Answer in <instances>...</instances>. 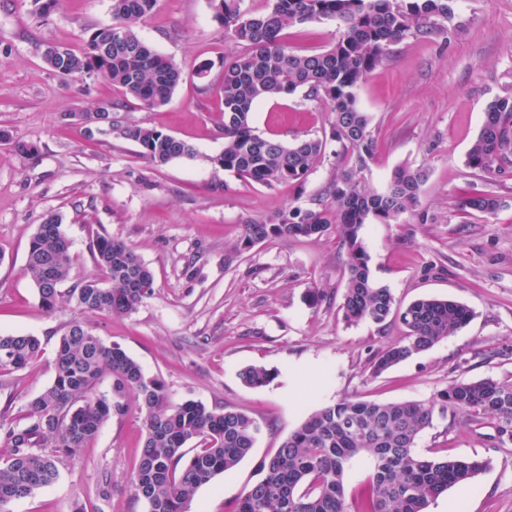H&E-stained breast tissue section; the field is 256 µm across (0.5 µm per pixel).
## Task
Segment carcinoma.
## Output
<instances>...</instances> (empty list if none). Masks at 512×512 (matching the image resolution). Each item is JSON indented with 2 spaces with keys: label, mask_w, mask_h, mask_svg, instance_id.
Segmentation results:
<instances>
[{
  "label": "carcinoma",
  "mask_w": 512,
  "mask_h": 512,
  "mask_svg": "<svg viewBox=\"0 0 512 512\" xmlns=\"http://www.w3.org/2000/svg\"><path fill=\"white\" fill-rule=\"evenodd\" d=\"M156 2L112 0V25L92 30L79 55L47 46V66L61 78L85 74L104 79L146 108L165 105L181 72L136 33L138 22ZM241 2L223 0L224 12L216 15L242 45L224 65V149L216 155L221 168L269 187L302 183L322 162L326 143L310 137L286 144L255 133L251 126L256 103L301 89L330 112V137L337 145L336 157L345 164L317 207H288L243 225L240 247L276 237L338 235L347 249L341 306L345 321L383 324L394 314L406 332L403 343L374 356V372L380 374L456 334L472 316L465 305L439 298H421L394 309L390 288L372 275L360 236L366 224H393L407 213L427 223L428 215L416 211L424 169L399 166L384 191L365 189L363 175L375 158L376 140L356 91L386 61L391 46L409 34L434 32L437 20L452 14L453 0H266L261 12L245 11ZM321 20L337 25L338 36L329 49L301 53L288 47L285 30ZM124 138L139 147L142 157L158 164L196 154L192 145L155 128L128 125ZM465 166L488 175L512 174V96L488 104ZM504 203L491 190H477L460 200L458 209L484 216ZM94 257L103 277L62 291L72 256L61 218L49 215L37 227L29 242L26 272L46 310H54L65 298L84 313L130 315L152 295L151 270L125 243L99 237ZM40 353V340L33 335H1L0 387ZM53 366L52 383L27 404L21 422L0 424V443L7 448L0 455V501L21 486L29 497L52 484L63 459L94 439L112 413L124 411L131 396L138 402L144 430L131 483L146 512H189L199 488L238 465L262 432L260 422L245 413L217 411L194 400L172 402L161 381L146 376L120 346L105 343L79 321L59 337ZM106 375L111 378L107 396L98 391ZM240 378L258 388L269 383L274 372L250 365ZM450 407L467 420L478 415L494 418L499 439L512 442L509 381H451L430 403L345 398L310 414L260 463L261 477L232 512H346V473L360 456L370 459L366 512H425L430 501L485 468L478 459H430L416 453L418 436Z\"/></svg>",
  "instance_id": "1"
}]
</instances>
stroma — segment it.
Returning <instances> with one entry per match:
<instances>
[{"mask_svg": "<svg viewBox=\"0 0 512 512\" xmlns=\"http://www.w3.org/2000/svg\"><path fill=\"white\" fill-rule=\"evenodd\" d=\"M215 0H157L137 32L170 59L182 79L170 101L148 109L110 84L85 75L57 77L43 60L46 46L80 50L90 31L112 22V0H57L40 14L35 0H0V334H31L39 358L10 374L0 388V413L21 418L53 379L56 343L71 322L119 345L159 379L172 401L195 400L241 411L262 425L235 468L198 490L190 512H232L259 478L261 461L319 408L343 398L430 402L450 381H512V176L477 175L464 160L488 104L512 95V0H456L439 33L407 35L357 90L371 117L377 155L364 174L383 191L400 165L425 167L419 223L361 231L373 276L397 307L424 297L468 306L471 322L453 336L374 375V354L404 340L396 320L347 324L346 248L336 236L281 237L239 247L246 222L288 207H315L341 167L330 139V114L304 92L259 102L252 125L285 142H326L322 163L300 184L266 187L215 166L224 148L221 82L240 47L215 18ZM335 22L289 28L299 52H319L336 40ZM210 63L206 77L201 64ZM110 107L111 124L91 122ZM139 124L193 145L196 154L158 165L121 134ZM35 148L14 151L12 141ZM489 188L506 203L484 217L457 203ZM59 215L75 261L70 280L99 276L93 242L107 236L128 245L154 275L153 293L128 316H85L74 304L42 308L25 272L28 244L47 214ZM319 290L309 304V290ZM249 365L276 370L266 386L239 378ZM135 399L110 416L96 437L66 459L57 480L9 512H145L131 487L142 448ZM431 458H479L471 481L430 502L427 512H512V442L501 443L494 419L466 424L455 413L435 418L419 436Z\"/></svg>", "mask_w": 512, "mask_h": 512, "instance_id": "obj_1", "label": "stroma"}]
</instances>
